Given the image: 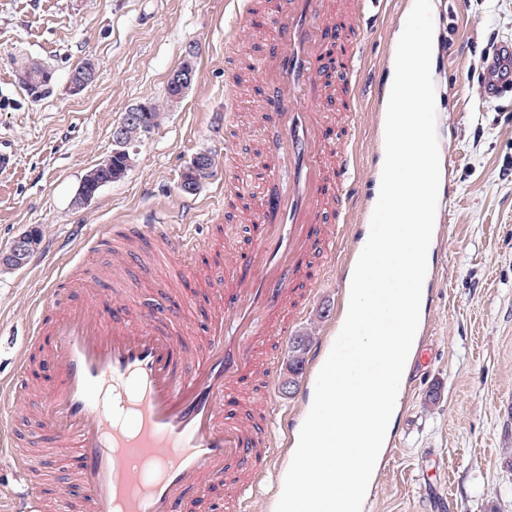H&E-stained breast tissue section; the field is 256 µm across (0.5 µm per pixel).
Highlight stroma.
I'll return each instance as SVG.
<instances>
[{
	"label": "stroma",
	"instance_id": "stroma-1",
	"mask_svg": "<svg viewBox=\"0 0 512 512\" xmlns=\"http://www.w3.org/2000/svg\"><path fill=\"white\" fill-rule=\"evenodd\" d=\"M335 2L327 23L365 36L366 86L318 108L340 125L346 113L359 112L355 146L363 179L383 155L386 102L377 93L396 47V18L410 0H375L366 16L356 13L355 0ZM434 2L436 129L454 197L439 205L435 219L443 258L420 338L431 362L399 400L398 436L385 450L364 512H433L438 492L448 497L445 512H512V96L489 100L482 90L489 48L512 42V0ZM231 21L226 0H0V142L15 159L14 169L0 174V248L34 228L42 235L25 268L0 270V380L11 379L20 351L30 362L43 360L25 332L35 304L63 273L81 267L111 276V253H87L85 238L104 224L183 223L184 201L204 205L223 189L226 162L242 169L264 157L270 120L254 65L269 40L245 26L225 47ZM190 50L195 80L177 108H165L168 77ZM88 57L98 78L70 94L69 73ZM26 61L53 74L42 99H31L17 81ZM144 101L162 106L158 127L122 179L76 206L82 175L112 150L113 125ZM200 152L213 157L212 173L194 194H184L181 174ZM259 198L258 189H249L213 214L204 263L228 264L230 248L251 247ZM345 301L329 278L293 335L326 346ZM433 389L440 394L435 404L428 401Z\"/></svg>",
	"mask_w": 512,
	"mask_h": 512
}]
</instances>
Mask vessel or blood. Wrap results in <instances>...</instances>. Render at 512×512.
<instances>
[{
	"label": "vessel or blood",
	"instance_id": "b4317fda",
	"mask_svg": "<svg viewBox=\"0 0 512 512\" xmlns=\"http://www.w3.org/2000/svg\"><path fill=\"white\" fill-rule=\"evenodd\" d=\"M330 0H273L265 14L270 51L258 66L266 107L275 118L266 159L253 177L265 187L259 202V234L230 266L210 271L193 303L209 314L208 339L193 367H185L179 338L185 304L161 300L136 305L117 300L101 279L82 298L48 302L28 339L51 354L44 368L16 356L18 375L7 385L20 399L30 382L43 385L42 425L49 440L66 449L85 512H186L188 495L205 497L211 482L235 470L239 482L226 512H246L253 488L277 472L279 424L240 410L250 387H261L272 407L277 369L254 365L259 342L283 340L301 317L307 298L335 270L356 191L376 192L379 182L356 183L353 151L358 128L350 120L334 134L317 109L325 95L320 73L331 68L339 82L360 88L358 37L325 25ZM501 52L488 61L485 97L512 90L500 75ZM332 154L337 178L325 173ZM95 249L112 251L128 268L165 263L176 284L195 279L196 258L208 244L193 225L116 224ZM268 461L254 463L258 449ZM15 470L31 487L42 483L32 456H13Z\"/></svg>",
	"mask_w": 512,
	"mask_h": 512
}]
</instances>
